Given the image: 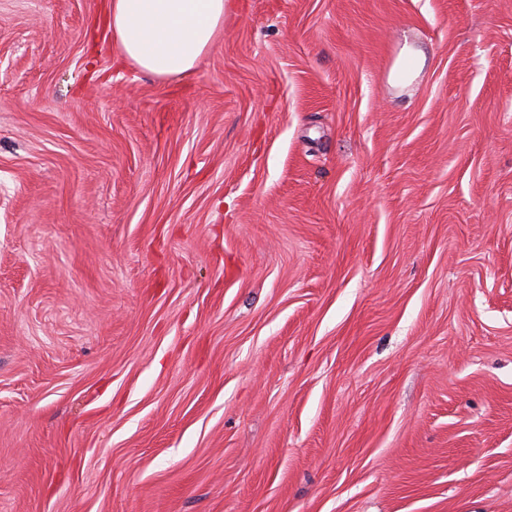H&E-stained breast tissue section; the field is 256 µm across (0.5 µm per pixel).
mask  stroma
<instances>
[{
  "instance_id": "35a3bbf8",
  "label": "stroma",
  "mask_w": 512,
  "mask_h": 512,
  "mask_svg": "<svg viewBox=\"0 0 512 512\" xmlns=\"http://www.w3.org/2000/svg\"><path fill=\"white\" fill-rule=\"evenodd\" d=\"M105 2L0 0V512H512V0ZM232 0H109L108 27L123 58L157 77L192 70L214 45Z\"/></svg>"
}]
</instances>
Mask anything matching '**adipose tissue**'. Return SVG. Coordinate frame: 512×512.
<instances>
[{"instance_id": "adipose-tissue-1", "label": "adipose tissue", "mask_w": 512, "mask_h": 512, "mask_svg": "<svg viewBox=\"0 0 512 512\" xmlns=\"http://www.w3.org/2000/svg\"><path fill=\"white\" fill-rule=\"evenodd\" d=\"M231 0H109L108 27L123 58L157 77L192 70L214 45Z\"/></svg>"}]
</instances>
